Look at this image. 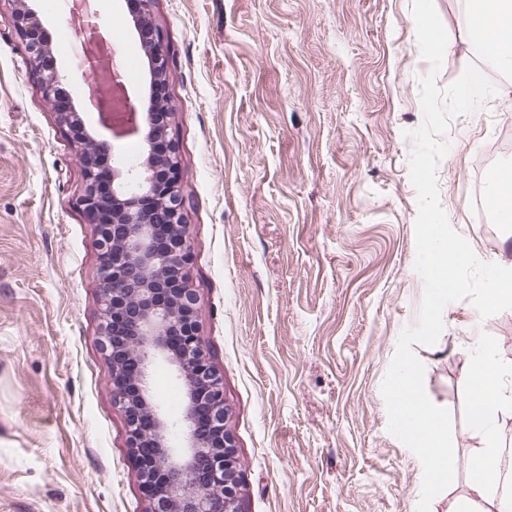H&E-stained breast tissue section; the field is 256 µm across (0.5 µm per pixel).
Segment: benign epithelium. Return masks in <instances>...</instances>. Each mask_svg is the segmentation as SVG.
<instances>
[{
	"mask_svg": "<svg viewBox=\"0 0 512 512\" xmlns=\"http://www.w3.org/2000/svg\"><path fill=\"white\" fill-rule=\"evenodd\" d=\"M10 20L25 42L41 92L55 108L81 155L86 187L79 205L96 226L102 251L100 292L104 345L111 363L112 395L124 411L127 442L141 480L149 512H242V477L235 440L227 428L224 385L198 334V311L189 285L190 251L179 191V162L174 143L148 166L121 160L117 141L140 128L142 102L116 93L112 84L85 77L81 94L92 92L94 107L112 141L95 138L74 111L73 99L58 90L65 78L45 71L41 22L28 0H20ZM90 50L108 48L101 59L121 79L112 35L97 28L84 32ZM153 66L151 94L156 108L170 112L165 92L167 57L158 39L149 44ZM114 159L106 191L99 189L96 160ZM172 367L184 384L183 413L174 420L154 396L152 371Z\"/></svg>",
	"mask_w": 512,
	"mask_h": 512,
	"instance_id": "obj_1",
	"label": "benign epithelium"
}]
</instances>
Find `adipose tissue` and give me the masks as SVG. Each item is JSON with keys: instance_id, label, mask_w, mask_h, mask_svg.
<instances>
[{"instance_id": "adipose-tissue-1", "label": "adipose tissue", "mask_w": 512, "mask_h": 512, "mask_svg": "<svg viewBox=\"0 0 512 512\" xmlns=\"http://www.w3.org/2000/svg\"><path fill=\"white\" fill-rule=\"evenodd\" d=\"M502 372L492 349L481 345L469 376L470 423L483 436L485 446L470 465L469 483L475 502L495 506L498 512H512V501L500 489L497 470L501 457L499 421L504 414L512 412V395H505L497 388Z\"/></svg>"}]
</instances>
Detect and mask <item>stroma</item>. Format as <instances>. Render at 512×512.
<instances>
[{"label": "stroma", "instance_id": "obj_1", "mask_svg": "<svg viewBox=\"0 0 512 512\" xmlns=\"http://www.w3.org/2000/svg\"><path fill=\"white\" fill-rule=\"evenodd\" d=\"M459 0H434L449 40L439 72L410 0H154L167 52L183 222L199 335L224 381L244 512H416L418 458L388 430L381 386L423 282L414 269L410 142L419 77L447 88L473 60ZM0 0V512H147L102 345L100 247L78 205L82 147L43 97ZM69 87H81L56 10L34 5ZM123 61L149 63L126 0H101ZM512 99L455 118L437 169L451 225L485 262L512 260V227L477 186L512 171ZM415 346L449 409L456 484L483 446L469 420L476 339L512 366V310L446 306Z\"/></svg>", "mask_w": 512, "mask_h": 512}]
</instances>
